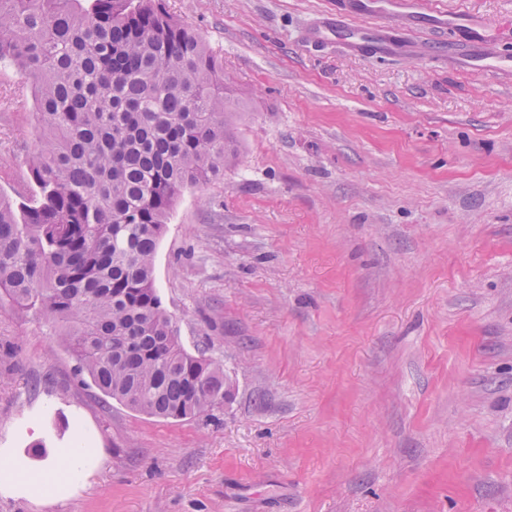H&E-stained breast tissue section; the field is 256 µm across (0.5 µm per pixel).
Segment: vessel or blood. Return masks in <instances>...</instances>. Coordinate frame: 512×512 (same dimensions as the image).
Instances as JSON below:
<instances>
[{
    "mask_svg": "<svg viewBox=\"0 0 512 512\" xmlns=\"http://www.w3.org/2000/svg\"><path fill=\"white\" fill-rule=\"evenodd\" d=\"M405 2L337 0L336 16L319 31L318 38L336 43L349 53L384 56L396 50L398 32L414 29V18L419 15L432 31L454 34L458 50L448 56L452 64L512 76V56H499L492 51V36L481 16L466 7L440 11L428 0H417L416 11L411 14L404 11Z\"/></svg>",
    "mask_w": 512,
    "mask_h": 512,
    "instance_id": "vessel-or-blood-1",
    "label": "vessel or blood"
}]
</instances>
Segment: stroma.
<instances>
[{
  "label": "stroma",
  "mask_w": 512,
  "mask_h": 512,
  "mask_svg": "<svg viewBox=\"0 0 512 512\" xmlns=\"http://www.w3.org/2000/svg\"><path fill=\"white\" fill-rule=\"evenodd\" d=\"M224 65L237 154L185 190L154 280L232 399L160 419L104 396L50 323L0 309V448L85 483L0 512H512V81L419 38L315 42L336 0H166ZM37 124L0 75V194ZM40 452H33V445Z\"/></svg>",
  "instance_id": "35a3bbf8"
}]
</instances>
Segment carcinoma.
<instances>
[{
	"label": "carcinoma",
	"mask_w": 512,
	"mask_h": 512,
	"mask_svg": "<svg viewBox=\"0 0 512 512\" xmlns=\"http://www.w3.org/2000/svg\"><path fill=\"white\" fill-rule=\"evenodd\" d=\"M35 91L30 186L0 196V304L33 310L94 386L164 419L221 408L224 364L161 308L176 199L236 155L224 68L164 0H0V61Z\"/></svg>",
	"instance_id": "carcinoma-1"
}]
</instances>
